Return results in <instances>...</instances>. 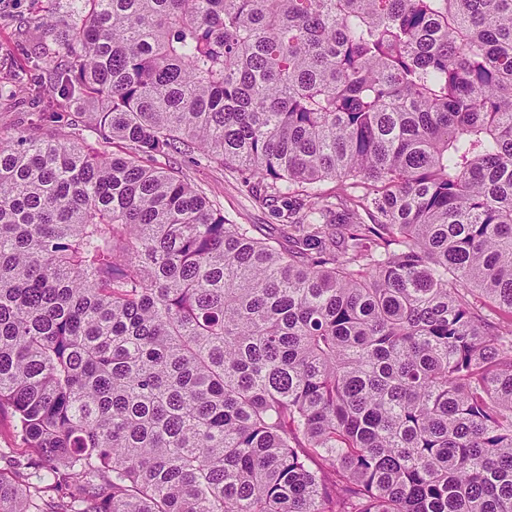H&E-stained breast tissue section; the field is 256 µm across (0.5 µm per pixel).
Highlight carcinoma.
Returning <instances> with one entry per match:
<instances>
[{
	"label": "carcinoma",
	"mask_w": 512,
	"mask_h": 512,
	"mask_svg": "<svg viewBox=\"0 0 512 512\" xmlns=\"http://www.w3.org/2000/svg\"><path fill=\"white\" fill-rule=\"evenodd\" d=\"M55 9L0 131V512H512V0ZM71 105L96 146L35 135ZM171 166L201 188L226 216L239 224H257V235L277 234L283 222L266 205L255 201L249 186L233 177L224 167L201 156L175 155ZM24 445L19 437L18 431L15 427L13 417L10 412H0V448L9 451H14L16 454H29L31 451L28 448H23Z\"/></svg>",
	"instance_id": "1"
}]
</instances>
